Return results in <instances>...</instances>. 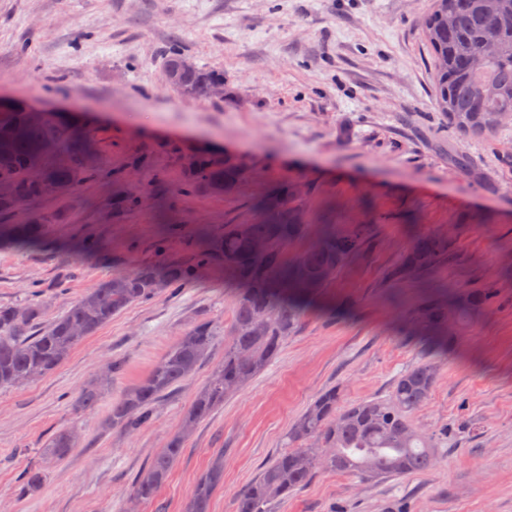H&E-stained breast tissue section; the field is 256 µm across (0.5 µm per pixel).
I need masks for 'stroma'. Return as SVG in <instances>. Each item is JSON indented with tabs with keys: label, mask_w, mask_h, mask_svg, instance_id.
I'll return each instance as SVG.
<instances>
[{
	"label": "stroma",
	"mask_w": 512,
	"mask_h": 512,
	"mask_svg": "<svg viewBox=\"0 0 512 512\" xmlns=\"http://www.w3.org/2000/svg\"><path fill=\"white\" fill-rule=\"evenodd\" d=\"M430 2L0 0V98L79 113L103 159L98 177L0 219L46 222L40 245L0 246V306L38 299L46 318L58 317L157 255L189 260L199 228L217 238L225 225L262 220L256 200L287 183L306 188L301 223L369 227L365 251L310 302L270 365L189 433L168 481L137 512H183L219 456L224 482L210 512H234L318 394L387 396L427 357L436 381L412 420L447 428L436 464L379 481L321 470L272 512H512V162L503 159L512 125L470 139L435 108L421 29ZM171 43L222 71L223 94L193 100L167 86L161 51ZM457 153L470 171L449 163ZM203 155L243 161L236 192H180ZM134 188L147 192L143 203H126ZM446 229L450 257L431 277L390 279L417 237ZM87 239L101 250H84ZM492 279L501 288L492 306L453 326L446 353L433 352L424 305ZM234 292L213 265L178 293L114 315L50 374L0 388V512H127L135 478L224 359ZM199 320L218 334L197 372L139 432L104 429L113 401ZM113 361L122 367L98 405L75 408ZM62 430L78 445L54 459L44 446ZM30 469L46 476L40 492L21 487Z\"/></svg>",
	"instance_id": "35a3bbf8"
}]
</instances>
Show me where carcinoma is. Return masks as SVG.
Returning a JSON list of instances; mask_svg holds the SVG:
<instances>
[{
	"label": "carcinoma",
	"instance_id": "obj_1",
	"mask_svg": "<svg viewBox=\"0 0 512 512\" xmlns=\"http://www.w3.org/2000/svg\"><path fill=\"white\" fill-rule=\"evenodd\" d=\"M423 38L432 58L434 102L448 125L467 137L491 136L503 128L502 115L512 114V0H432L423 23ZM177 46L162 55V65L175 73V92L205 100L224 75L192 65ZM85 133L77 119L55 112L41 123L26 119V103L16 101L0 118V182L14 193L0 197V215L38 200L66 194L97 169L81 159L77 135ZM53 140L72 154L70 164L47 167L40 154ZM193 183L216 195L232 194L244 178L238 160L198 157L192 161ZM260 223L226 224L224 237L185 262L159 258L128 273L113 276L91 289L45 329L29 335L40 322L42 305L0 306V387L26 384L56 370L86 337L128 306L162 293H176L191 283L199 270L214 260L238 284L233 300V321L225 335L224 361L218 364L183 417L182 428L168 439L136 478L132 497L155 499L184 448L187 434L246 386L280 353L301 322L305 304L326 287L337 269L368 245L363 229L338 236L321 232L316 242L295 260L288 261L286 246L307 234L297 221L295 191L284 185L262 198ZM43 222L1 224L0 237L27 243L42 237ZM448 259L444 233L417 238L405 251L395 275L428 273ZM498 283L487 282L470 291L463 303L427 304L421 320L429 329H443L457 317L489 307ZM216 326L194 323L185 335L153 366L150 374L112 403L109 425L126 432L140 430L153 419L157 400L192 376L206 358ZM435 382V367L422 362L395 379L389 396L343 403L339 390L321 393L288 430V449L279 453L237 498L235 512H269V506L304 489L316 468L345 472L364 480H383L434 466L435 450L446 443L447 431L425 433L411 414L428 398ZM104 380L83 387L77 397L81 408L96 406ZM75 447V435L63 431L46 445L57 459ZM224 479L219 461L196 481L186 512H209L213 489Z\"/></svg>",
	"mask_w": 512,
	"mask_h": 512
}]
</instances>
